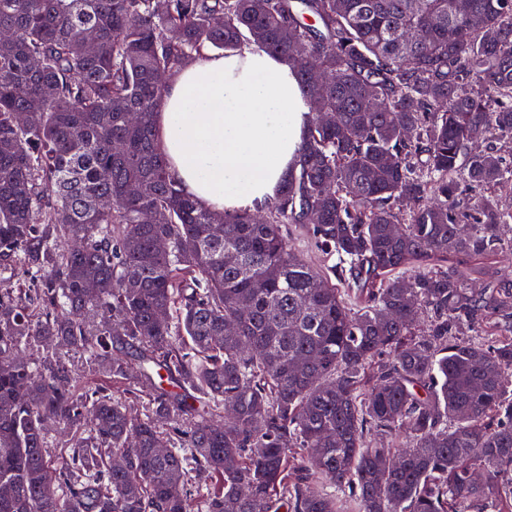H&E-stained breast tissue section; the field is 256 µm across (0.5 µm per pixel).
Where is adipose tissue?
Returning a JSON list of instances; mask_svg holds the SVG:
<instances>
[{"label":"adipose tissue","instance_id":"ef3b65f1","mask_svg":"<svg viewBox=\"0 0 512 512\" xmlns=\"http://www.w3.org/2000/svg\"><path fill=\"white\" fill-rule=\"evenodd\" d=\"M291 66L248 45L203 52L168 79L158 145L183 192L217 210H258L277 196L308 124Z\"/></svg>","mask_w":512,"mask_h":512}]
</instances>
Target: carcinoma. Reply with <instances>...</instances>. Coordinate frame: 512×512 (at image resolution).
Returning a JSON list of instances; mask_svg holds the SVG:
<instances>
[{
    "label": "carcinoma",
    "instance_id": "cac0c4a2",
    "mask_svg": "<svg viewBox=\"0 0 512 512\" xmlns=\"http://www.w3.org/2000/svg\"><path fill=\"white\" fill-rule=\"evenodd\" d=\"M409 2L0 0V512H512V278L478 264L512 253V0ZM245 44L330 117L262 216L185 195L154 124L157 72ZM286 230L292 248L311 265L323 267V265H332L336 262V259L325 258V255L316 248L314 242L295 224L286 225Z\"/></svg>",
    "mask_w": 512,
    "mask_h": 512
}]
</instances>
